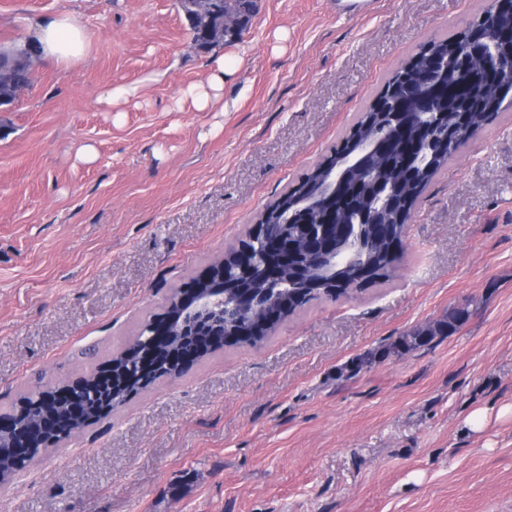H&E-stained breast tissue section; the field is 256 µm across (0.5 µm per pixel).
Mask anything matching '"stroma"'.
Wrapping results in <instances>:
<instances>
[{
  "label": "stroma",
  "mask_w": 512,
  "mask_h": 512,
  "mask_svg": "<svg viewBox=\"0 0 512 512\" xmlns=\"http://www.w3.org/2000/svg\"><path fill=\"white\" fill-rule=\"evenodd\" d=\"M371 2L257 0L204 52L176 0H0V45L62 14L91 37L0 111V407L101 367L420 44L487 4ZM220 57L224 107L198 109ZM401 253L393 280L224 346L28 462L0 512H512V108L427 188ZM461 307L451 335L341 377Z\"/></svg>",
  "instance_id": "1"
}]
</instances>
